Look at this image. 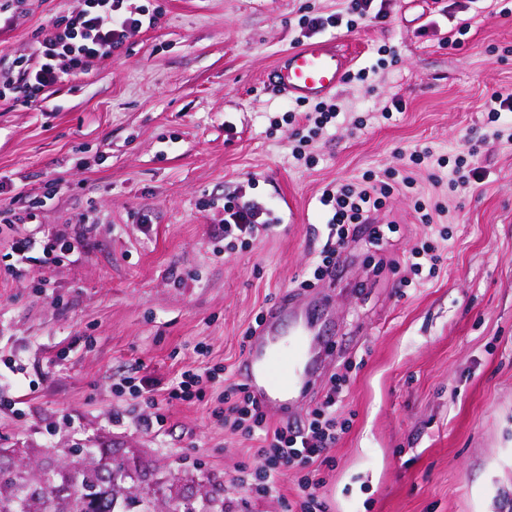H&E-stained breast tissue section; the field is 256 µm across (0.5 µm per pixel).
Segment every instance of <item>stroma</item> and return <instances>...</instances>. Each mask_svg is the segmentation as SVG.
I'll use <instances>...</instances> for the list:
<instances>
[{
	"mask_svg": "<svg viewBox=\"0 0 512 512\" xmlns=\"http://www.w3.org/2000/svg\"><path fill=\"white\" fill-rule=\"evenodd\" d=\"M150 3L156 25L118 57L36 101H0V199L47 200L36 221L0 234V392L23 410L0 413V466L35 482L46 467L85 466L76 448H100L124 464L127 495L148 484L165 507L174 482L192 501L220 494L224 512H285L298 473L278 496L232 483L240 468L255 470L259 443L213 417L225 377L168 405L160 431L144 429L149 407L116 384L132 376L167 387L195 368L236 376L242 337L312 264L323 190L393 169L414 179L381 211L397 230L382 252L356 248L341 278L320 282L326 367L287 418H303L331 375L345 376L350 428L319 468L328 512H507L512 112L492 123L486 106L512 92V0L506 16L475 14L467 0H389L385 19L330 30L352 70L371 74L337 91L340 114L311 142L310 165L293 158L289 102L264 80L302 39V14L346 0ZM79 7L28 0L1 23L0 81L16 78L10 59L33 56L43 26ZM389 49L396 64L384 61ZM394 98L401 110L382 118ZM474 140L480 179L451 190L449 161ZM423 149L429 158L411 165ZM60 179L67 191L48 197ZM232 194L274 206L281 225L249 247L228 245ZM419 199L439 208L433 223L420 222ZM86 212L93 223H81ZM141 213L149 232L135 222ZM30 234L79 245L61 262L8 274L10 236ZM431 240L441 268L414 276L410 252Z\"/></svg>",
	"mask_w": 512,
	"mask_h": 512,
	"instance_id": "1",
	"label": "stroma"
}]
</instances>
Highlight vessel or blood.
<instances>
[{"label":"vessel or blood","instance_id":"1","mask_svg":"<svg viewBox=\"0 0 512 512\" xmlns=\"http://www.w3.org/2000/svg\"><path fill=\"white\" fill-rule=\"evenodd\" d=\"M350 66L346 54L325 40L284 52L265 81L278 95L296 102L328 98L343 83ZM313 332L291 301L276 303L249 339L238 373L269 413L282 414L285 397L301 386L299 366L311 357Z\"/></svg>","mask_w":512,"mask_h":512}]
</instances>
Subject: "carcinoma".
Returning a JSON list of instances; mask_svg holds the SVG:
<instances>
[{
	"instance_id": "obj_1",
	"label": "carcinoma",
	"mask_w": 512,
	"mask_h": 512,
	"mask_svg": "<svg viewBox=\"0 0 512 512\" xmlns=\"http://www.w3.org/2000/svg\"><path fill=\"white\" fill-rule=\"evenodd\" d=\"M51 489H34L27 477L17 473L0 480V512H24L26 502L36 498L42 512H118L108 484L98 470L61 467L50 470Z\"/></svg>"
}]
</instances>
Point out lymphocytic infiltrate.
Listing matches in <instances>:
<instances>
[{
  "label": "lymphocytic infiltrate",
  "mask_w": 512,
  "mask_h": 512,
  "mask_svg": "<svg viewBox=\"0 0 512 512\" xmlns=\"http://www.w3.org/2000/svg\"><path fill=\"white\" fill-rule=\"evenodd\" d=\"M374 0H348L345 12L301 16V28L319 33L330 28H353L357 21L385 18V9H374ZM157 13L133 0H82L79 10L70 16L53 20L42 27L37 36V66H29L25 57L14 58L12 69L17 80L0 86V99L38 98L63 76L84 70L93 60L109 59L118 54L129 36L143 27L155 26ZM389 179H371L362 187L351 184L324 190L320 198L327 212L326 240L317 252L310 277L299 281L302 289L316 287L327 276L338 273L349 262L350 247L356 243L377 246L383 242L384 226L379 212L384 200L393 191ZM280 222L275 209L257 201L230 199L224 203V235L249 246L260 232L275 229ZM73 240L54 237L40 240L33 236L15 239L10 259L24 267L43 262L49 253L66 256L74 252ZM215 376L214 370L189 369L182 373L175 386L161 387L153 383H133L132 396L143 398L153 414L147 427L164 426L166 404L188 401L200 394L205 382ZM221 405L214 415L225 430L247 437H258V466L255 475L263 493L280 492L289 471H301L299 498L293 503L297 512H327L319 494L321 482L308 474L311 463L324 458L335 447L347 426L337 414L340 393L329 389L323 399L310 410L301 424L275 425L251 396L245 384L225 380Z\"/></svg>",
  "instance_id": "obj_1"
}]
</instances>
